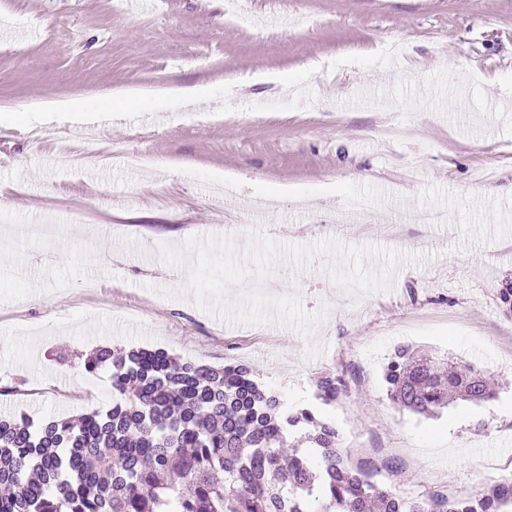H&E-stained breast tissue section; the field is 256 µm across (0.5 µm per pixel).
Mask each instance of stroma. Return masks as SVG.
<instances>
[{
  "label": "stroma",
  "mask_w": 512,
  "mask_h": 512,
  "mask_svg": "<svg viewBox=\"0 0 512 512\" xmlns=\"http://www.w3.org/2000/svg\"><path fill=\"white\" fill-rule=\"evenodd\" d=\"M0 0V415L71 418L113 402L103 346L241 363L291 410L333 422L356 457L401 462L379 481L457 495L512 471V0ZM200 85L206 99L172 90ZM145 93L105 110L114 92ZM370 96L354 107L357 91ZM77 99L81 112H38ZM217 113L200 123L196 114ZM88 136L100 156L59 158ZM357 196L372 215L324 224ZM421 208L448 225L416 224ZM280 243L332 238L397 254L387 291L357 295L294 271L327 315L312 338L242 325L194 304L164 245L197 235L245 247L255 215ZM55 225L53 240L27 225ZM400 346L482 368L492 399L436 417L395 405L383 378ZM343 377L336 403L316 382Z\"/></svg>",
  "instance_id": "obj_1"
}]
</instances>
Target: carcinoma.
<instances>
[{"label": "carcinoma", "instance_id": "obj_1", "mask_svg": "<svg viewBox=\"0 0 512 512\" xmlns=\"http://www.w3.org/2000/svg\"><path fill=\"white\" fill-rule=\"evenodd\" d=\"M84 366L110 372L107 412L0 419V512H512V479L414 499L380 486V468L346 455L336 426L288 412L244 364L106 346ZM384 378L391 400L418 415L491 396L474 365L405 348ZM342 386L324 376L318 397L331 403Z\"/></svg>", "mask_w": 512, "mask_h": 512}]
</instances>
